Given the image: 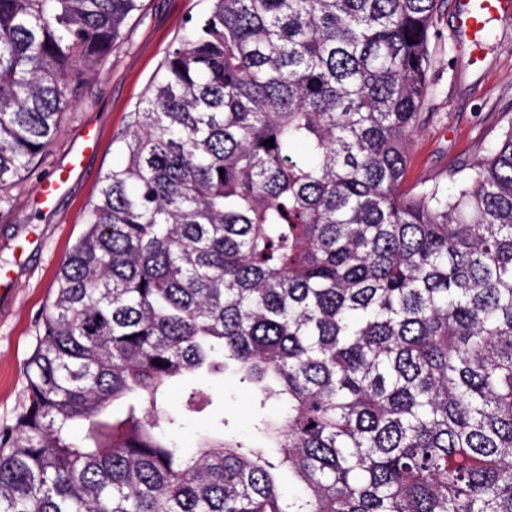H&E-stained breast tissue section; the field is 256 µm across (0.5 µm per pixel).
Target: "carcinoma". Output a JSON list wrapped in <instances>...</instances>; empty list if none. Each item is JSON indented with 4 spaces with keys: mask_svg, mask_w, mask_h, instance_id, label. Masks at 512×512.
<instances>
[{
    "mask_svg": "<svg viewBox=\"0 0 512 512\" xmlns=\"http://www.w3.org/2000/svg\"><path fill=\"white\" fill-rule=\"evenodd\" d=\"M212 2L60 267L0 512H512V119L405 191L438 0ZM140 7L0 0V205ZM227 371L255 438H165Z\"/></svg>",
    "mask_w": 512,
    "mask_h": 512,
    "instance_id": "obj_1",
    "label": "carcinoma"
}]
</instances>
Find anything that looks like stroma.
<instances>
[{
  "mask_svg": "<svg viewBox=\"0 0 512 512\" xmlns=\"http://www.w3.org/2000/svg\"><path fill=\"white\" fill-rule=\"evenodd\" d=\"M142 4L97 74L86 82L43 161L12 190L10 207L0 209V271L13 272L16 278L14 292L0 299V425L14 423L25 402L24 370L37 346L41 316L54 296L60 265L86 228L87 204L97 196L102 176L123 158L120 138L129 115L190 20L206 13L211 0ZM455 6L456 0H439L435 15L430 90L423 105L427 121L410 143L404 183L408 189L469 167L496 145L512 118V23L497 25L479 61L470 64L453 35ZM90 123L102 132L98 148L86 156L82 170L72 173L64 192L42 203V180L61 172ZM192 387L212 403L171 429V437L186 450H193L200 434L221 418L241 435L250 434V396L232 375L172 387L168 409L177 411Z\"/></svg>",
  "mask_w": 512,
  "mask_h": 512,
  "instance_id": "stroma-1",
  "label": "stroma"
}]
</instances>
